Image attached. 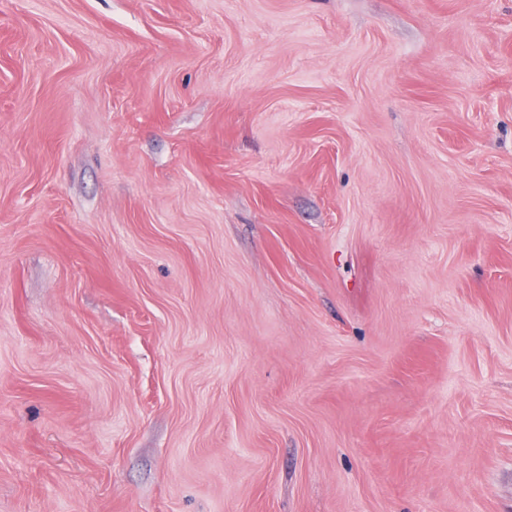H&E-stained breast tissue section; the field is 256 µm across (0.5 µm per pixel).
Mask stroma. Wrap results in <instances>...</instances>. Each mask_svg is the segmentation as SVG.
<instances>
[{
    "label": "stroma",
    "mask_w": 512,
    "mask_h": 512,
    "mask_svg": "<svg viewBox=\"0 0 512 512\" xmlns=\"http://www.w3.org/2000/svg\"><path fill=\"white\" fill-rule=\"evenodd\" d=\"M0 512H512V0H0Z\"/></svg>",
    "instance_id": "stroma-1"
}]
</instances>
